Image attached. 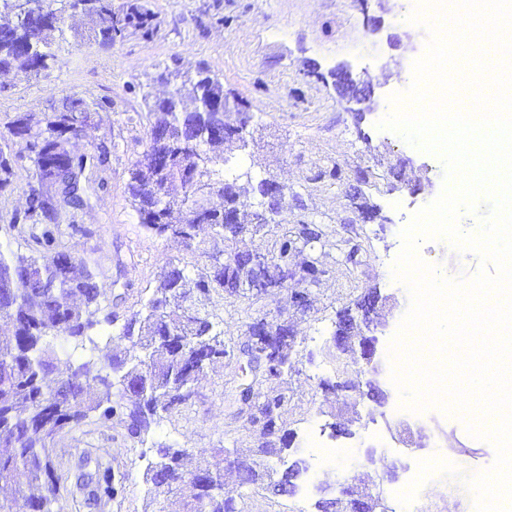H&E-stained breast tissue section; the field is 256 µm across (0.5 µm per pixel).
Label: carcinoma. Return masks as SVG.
Wrapping results in <instances>:
<instances>
[{
    "mask_svg": "<svg viewBox=\"0 0 512 512\" xmlns=\"http://www.w3.org/2000/svg\"><path fill=\"white\" fill-rule=\"evenodd\" d=\"M83 11L91 21L85 37L102 46L113 45L129 35L149 36L157 28L148 0H88ZM9 20L0 23V71L16 64L40 74L49 71L61 44L67 41L66 20L72 14L71 0H48L47 19L31 21L0 7ZM169 97L157 99L150 109L163 118L148 132L146 150L131 170L128 193L141 224L167 242L186 248L196 243L199 228L207 225L214 241L232 242L243 233L259 232L254 212L266 194L283 191L268 178H257L248 169L229 166L224 151L232 148L231 125L215 132L211 111L239 108L229 101L224 83L205 65L183 71L178 62L166 69ZM99 102L90 108L83 100L62 102L38 117L17 116L9 134L28 142L36 172L26 208L13 216L12 227L28 236L26 253L0 252V324L10 332L0 335V483L26 479L34 490L27 498L29 512H54L58 497L57 477L52 467L55 439L89 418L100 423L114 419L126 423L132 437L148 432L162 414L182 405L203 368L227 354L222 331L206 305L214 296L238 287L240 264L212 266L209 275L194 277L180 267H170L158 277L156 288L143 307L126 317L117 337L129 342L123 352L102 361L90 357L70 365L69 374L49 386L45 379L59 361L55 341L59 338L77 347L93 342L96 326H113L118 317L103 310L91 264L73 260L59 249L61 224L56 209L60 203L58 175L70 171L78 176L103 164L107 151L77 153L69 148L93 120L106 109ZM15 176L13 159L0 152V192L8 190ZM184 189L182 206L175 210L168 200L170 188ZM216 193L224 206L210 207L205 196ZM230 206L236 222L224 223V207ZM270 254L277 267L295 265L294 232L274 239ZM293 347L287 341L274 347L271 370L253 373L269 390L252 392L253 403L263 416L281 415L288 406V374L293 370ZM264 435L282 442L280 448H256L250 457L237 449L216 448L214 453L235 468L252 475L250 488L265 482L280 493L307 472L304 460L295 461L291 473L265 463V459L288 449V432L268 429ZM159 459H168L160 469L143 473L154 512H246L245 499L224 496L221 474L209 467L187 471L184 453L178 448L156 449ZM190 485V495L172 500L170 495Z\"/></svg>",
    "mask_w": 512,
    "mask_h": 512,
    "instance_id": "obj_1",
    "label": "carcinoma"
}]
</instances>
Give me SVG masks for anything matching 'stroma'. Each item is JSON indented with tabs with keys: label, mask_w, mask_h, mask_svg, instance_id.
Returning <instances> with one entry per match:
<instances>
[{
	"label": "stroma",
	"mask_w": 512,
	"mask_h": 512,
	"mask_svg": "<svg viewBox=\"0 0 512 512\" xmlns=\"http://www.w3.org/2000/svg\"><path fill=\"white\" fill-rule=\"evenodd\" d=\"M159 26L152 37L133 35L110 47L74 39L57 54L53 68L35 76L15 69L0 73V148L16 149L7 126L16 115L42 114L76 97L106 102L82 136L77 151L107 149L104 166L86 171V203L60 210L64 224L82 225L66 233L61 247L89 259L105 298V311L124 317L138 310L169 264L204 272L210 261V233L201 230L198 251H183L148 232L131 204L129 171L145 150L148 131L157 119L145 97L167 91L158 76L172 58L193 67L206 64L218 75L228 96L238 97L254 120L245 148L231 157L256 175L285 188L286 205L260 233L240 236L238 252L268 250L275 237L297 220L317 224L323 246L298 253L303 264L318 257L324 270L307 285L310 308L298 311L286 291L272 288L259 297L216 298L212 312L226 344L239 346L259 318L288 320L296 334L294 371L288 378L291 400L281 416L293 433L285 462L301 458L309 466L294 494L253 492L248 512H316L324 486L349 484L356 495L382 492L390 512H404L408 476L418 464L443 454L456 465L437 476L419 496V512H476L469 480L492 469L496 449L469 434L466 419L434 407L419 420L398 414L404 400L387 372L391 341L410 307L407 290L392 277L402 248L401 231L414 213L438 197L445 169L434 154L421 151L380 121L391 110L390 95L406 91L413 63L429 38L427 27L411 23L416 0H150ZM350 69L365 98L362 117L341 99L342 88L331 75L336 65ZM338 165L339 182L318 179L320 169ZM370 173L362 192L380 217L355 222L349 185L357 169ZM404 184L389 190L391 172ZM33 165L20 160L18 176L0 193V251L23 252L27 244L9 224L26 202ZM359 248L357 263H348L346 244ZM420 258L445 279L469 278L480 267L472 251L458 252L442 239L423 241ZM375 289L391 301L380 309L377 357L380 385L389 395L379 406L360 394L324 391L323 382L356 378L359 364L332 343L338 311ZM233 358L209 369L195 395L131 437L124 423L101 425L87 420L59 436L54 446L59 494L55 512H146L149 497L143 473L161 446L186 450L187 470L210 460L213 449L258 447L257 428L238 417L228 402L244 382ZM107 472L117 490L113 498L93 500L84 484L88 475Z\"/></svg>",
	"instance_id": "stroma-1"
}]
</instances>
